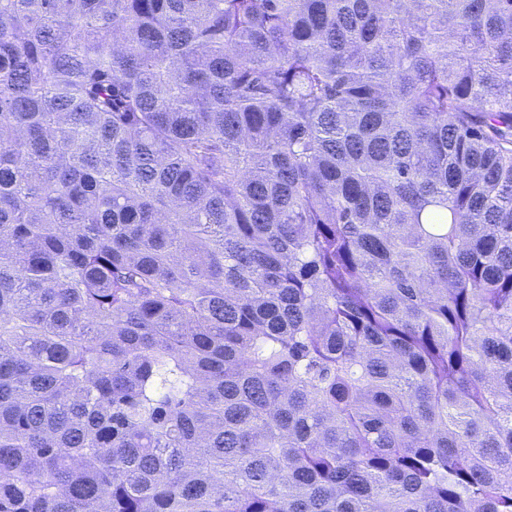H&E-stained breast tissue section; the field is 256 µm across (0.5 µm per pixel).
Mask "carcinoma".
<instances>
[{
	"label": "carcinoma",
	"instance_id": "1",
	"mask_svg": "<svg viewBox=\"0 0 512 512\" xmlns=\"http://www.w3.org/2000/svg\"><path fill=\"white\" fill-rule=\"evenodd\" d=\"M0 512H512V0H0Z\"/></svg>",
	"mask_w": 512,
	"mask_h": 512
}]
</instances>
